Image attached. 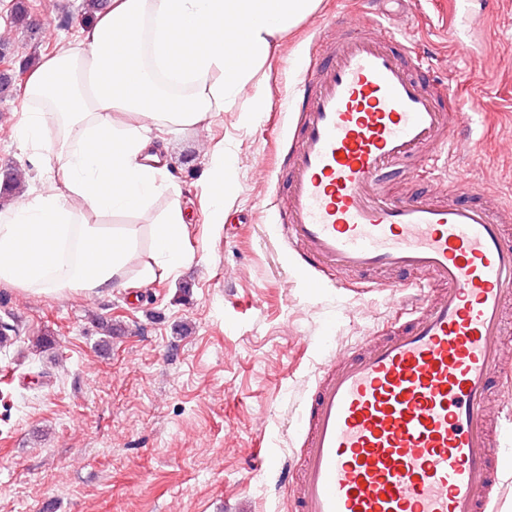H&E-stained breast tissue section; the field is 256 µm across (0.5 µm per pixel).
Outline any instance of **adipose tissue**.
<instances>
[{"instance_id": "obj_1", "label": "adipose tissue", "mask_w": 512, "mask_h": 512, "mask_svg": "<svg viewBox=\"0 0 512 512\" xmlns=\"http://www.w3.org/2000/svg\"><path fill=\"white\" fill-rule=\"evenodd\" d=\"M315 0H108L94 21L27 72L13 129L44 189L0 211V281L34 294H98L190 264L180 187L156 133L176 134L234 106ZM223 150L209 157L210 221L235 185ZM160 223L116 224L155 199Z\"/></svg>"}]
</instances>
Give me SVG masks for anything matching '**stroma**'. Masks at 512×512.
Wrapping results in <instances>:
<instances>
[{
    "instance_id": "1",
    "label": "stroma",
    "mask_w": 512,
    "mask_h": 512,
    "mask_svg": "<svg viewBox=\"0 0 512 512\" xmlns=\"http://www.w3.org/2000/svg\"><path fill=\"white\" fill-rule=\"evenodd\" d=\"M81 0H30L36 33L17 29L0 0V38L19 61L56 52L84 24ZM357 0H318L259 69L232 110L166 136L167 170L190 212L195 261L149 286L93 295H29L0 282V512H290L285 464L296 460L289 420L329 357L376 335L416 276L373 274L371 291H311L291 270L270 208L284 198L271 173L293 116L312 44ZM380 10L428 59L427 80L454 88V29L491 42L464 57L468 114L449 171L512 203V0H472L448 18V0H381ZM24 74L0 96V168L44 184L12 141ZM232 158L226 220H208V155ZM110 322L115 335H104ZM51 346L34 347L41 335Z\"/></svg>"
}]
</instances>
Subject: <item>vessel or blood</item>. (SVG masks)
I'll return each instance as SVG.
<instances>
[{"instance_id":"1","label":"vessel or blood","mask_w":512,"mask_h":512,"mask_svg":"<svg viewBox=\"0 0 512 512\" xmlns=\"http://www.w3.org/2000/svg\"><path fill=\"white\" fill-rule=\"evenodd\" d=\"M385 18L369 8L338 16L335 39L314 43L279 229L311 270L310 288L335 273L420 279L381 340L351 346L308 391L293 512H495L512 452L491 439L484 411L512 291V205L492 211L449 173L446 132L461 114L441 105L415 44ZM396 170L445 186L447 199L387 198Z\"/></svg>"}]
</instances>
